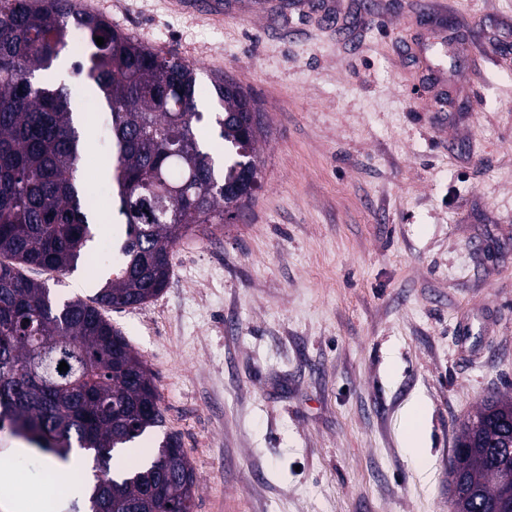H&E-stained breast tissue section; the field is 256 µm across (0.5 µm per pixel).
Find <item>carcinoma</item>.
Returning a JSON list of instances; mask_svg holds the SVG:
<instances>
[{"label": "carcinoma", "instance_id": "carcinoma-1", "mask_svg": "<svg viewBox=\"0 0 512 512\" xmlns=\"http://www.w3.org/2000/svg\"><path fill=\"white\" fill-rule=\"evenodd\" d=\"M82 30L84 62L73 72L109 114L110 163L102 171L120 223L122 262L88 304L56 301L22 270L73 271L104 216L88 201L79 169L88 146L63 75L70 32ZM104 38L97 45L95 38ZM222 111H199L197 66L76 14L64 0H0V429L65 460L94 452L88 512H192L196 476L177 436L164 438L135 472L110 470L114 452L164 426L149 369L104 308L142 305L169 284L170 256L184 238L244 216L260 188L259 126L243 128L254 100L218 78ZM212 123L224 142L216 162L199 139ZM69 369L59 371L60 362ZM512 397L493 396L458 429L453 454L469 492L464 512H497L491 474L512 446Z\"/></svg>", "mask_w": 512, "mask_h": 512}]
</instances>
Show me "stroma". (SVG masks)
Returning <instances> with one entry per match:
<instances>
[{"mask_svg":"<svg viewBox=\"0 0 512 512\" xmlns=\"http://www.w3.org/2000/svg\"><path fill=\"white\" fill-rule=\"evenodd\" d=\"M114 27L235 77L265 120L240 223L181 241L154 300L104 315L145 360L194 512H451L459 423L512 395V0H111ZM92 301L98 268L30 269ZM425 406L424 456L404 441ZM0 460L42 483L46 453Z\"/></svg>","mask_w":512,"mask_h":512,"instance_id":"obj_1","label":"stroma"}]
</instances>
